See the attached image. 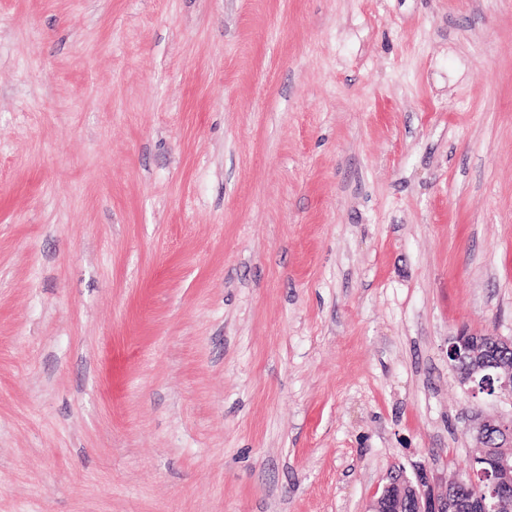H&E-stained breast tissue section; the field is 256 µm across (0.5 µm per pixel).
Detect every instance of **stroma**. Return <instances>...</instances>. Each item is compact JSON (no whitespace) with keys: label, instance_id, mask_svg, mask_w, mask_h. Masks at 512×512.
<instances>
[{"label":"stroma","instance_id":"stroma-1","mask_svg":"<svg viewBox=\"0 0 512 512\" xmlns=\"http://www.w3.org/2000/svg\"><path fill=\"white\" fill-rule=\"evenodd\" d=\"M512 336V0H0V512H370ZM489 339L501 348H512L511 337L508 339L497 335L475 334L461 330L448 339V360L452 359L454 362L465 358L468 360L469 368L467 370L461 371L454 368V371L459 383L464 386L468 385L471 391L479 392L484 387L487 388L486 391H489L490 387H493L499 391L498 396L511 397L512 368L498 367L495 361L488 359L487 351L491 346Z\"/></svg>","mask_w":512,"mask_h":512}]
</instances>
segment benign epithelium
Instances as JSON below:
<instances>
[{
    "instance_id": "benign-epithelium-1",
    "label": "benign epithelium",
    "mask_w": 512,
    "mask_h": 512,
    "mask_svg": "<svg viewBox=\"0 0 512 512\" xmlns=\"http://www.w3.org/2000/svg\"><path fill=\"white\" fill-rule=\"evenodd\" d=\"M493 343L501 348H512V338L461 330L448 339V358L455 362L468 360L469 368L465 371L457 369L455 373L459 383L469 386L471 391L493 387L499 394L511 397L512 368L499 366L488 359L487 351ZM486 425L499 430V447H512L511 422L505 423L497 416L485 415L476 420L473 431L479 433ZM472 464L473 467L467 470L468 479L484 484L483 498L477 504L479 512H501L503 499L507 497L508 488L512 487V456L490 457L483 454L474 458ZM437 486V478L423 465L416 471L414 479L402 475L397 481L384 486L375 501L374 512H395V501L402 499L400 490L403 488L412 493L418 512H454L452 500L440 495L436 491Z\"/></svg>"
}]
</instances>
